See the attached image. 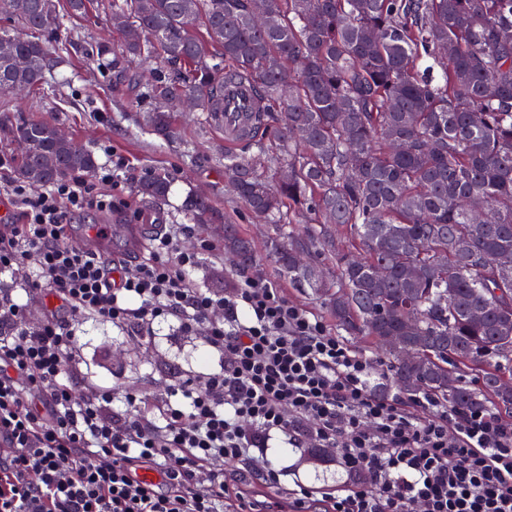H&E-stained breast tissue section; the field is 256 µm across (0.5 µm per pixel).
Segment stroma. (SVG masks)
<instances>
[{
	"instance_id": "obj_1",
	"label": "stroma",
	"mask_w": 512,
	"mask_h": 512,
	"mask_svg": "<svg viewBox=\"0 0 512 512\" xmlns=\"http://www.w3.org/2000/svg\"><path fill=\"white\" fill-rule=\"evenodd\" d=\"M109 2L89 0L84 14L51 33V40L70 44L71 51L60 67L47 75L40 90L0 102V111L8 110L10 117L57 121L69 137L92 150L99 169L87 174V182H98L101 169L110 167L115 158L128 162L122 186L113 192L119 208L72 215L67 243L80 245L83 225L106 224L113 231L107 241L109 253H135L140 245L130 240L132 227L189 223L186 203L190 196L202 195L252 240L259 254L257 270L277 281L291 300L327 317L321 300L310 290L289 285L279 277L264 253L274 235L272 226L252 216L225 184L223 129L199 111L178 113L179 133L171 139L160 138L141 125L140 117L150 106L142 91L154 73L164 71L162 60H136L123 65L118 74L89 69L87 53L92 47L118 41L107 21ZM152 172L167 173L172 180L165 200H149L135 191L140 179ZM74 331L81 345V369L118 394L142 391L159 395L170 381L217 365L199 338L183 333L170 317L156 321L149 337L91 317L76 320ZM266 456L283 469L284 476L278 488L251 481L248 502L259 512H276L291 505L290 490L299 482L320 492L340 491L351 483L334 457L319 458L308 449L289 447L281 434L272 436Z\"/></svg>"
}]
</instances>
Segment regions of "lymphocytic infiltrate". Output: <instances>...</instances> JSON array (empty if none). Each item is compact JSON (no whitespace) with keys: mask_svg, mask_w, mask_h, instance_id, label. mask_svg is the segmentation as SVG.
<instances>
[{"mask_svg":"<svg viewBox=\"0 0 512 512\" xmlns=\"http://www.w3.org/2000/svg\"><path fill=\"white\" fill-rule=\"evenodd\" d=\"M11 192L21 207L0 234V275L26 268L58 307L30 325L0 289V512H224L225 466L248 462L280 484L254 455L275 432L330 449L354 477L327 512H512V425L491 409L376 394L377 360L266 276L236 272L222 292L197 284L218 250H186L190 225H166L140 261L114 263L65 242L68 216L112 207L111 195L71 176ZM85 316L140 333L173 317L219 365L159 399L125 393L113 411L111 391L79 368L72 323Z\"/></svg>","mask_w":512,"mask_h":512,"instance_id":"obj_1","label":"lymphocytic infiltrate"}]
</instances>
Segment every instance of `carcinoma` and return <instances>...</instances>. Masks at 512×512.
I'll list each match as a JSON object with an SVG mask.
<instances>
[{
	"instance_id": "obj_1",
	"label": "carcinoma",
	"mask_w": 512,
	"mask_h": 512,
	"mask_svg": "<svg viewBox=\"0 0 512 512\" xmlns=\"http://www.w3.org/2000/svg\"><path fill=\"white\" fill-rule=\"evenodd\" d=\"M45 0H0L25 32L0 31V94L33 90L62 61L41 33L85 11ZM112 0L117 47L90 59L160 56L169 71L145 87L147 126L176 134L171 102L192 98L214 122L224 86L251 90L254 121L237 137L247 156L224 154V180L253 215L274 226L280 274L313 290L347 336L386 354L400 392L461 408H512V0ZM199 21L208 40L193 35ZM291 79L286 81L283 74ZM284 114L272 126L268 116ZM16 178L43 187L96 166L50 120L4 116ZM403 149L393 148V142ZM167 174L137 191L163 200ZM196 224L224 225V250L256 261L248 239L203 197ZM490 212L492 224L474 215ZM302 215L320 246L303 261L288 231ZM336 263V281L317 273ZM414 351L418 361L405 353ZM482 373V390L457 372Z\"/></svg>"
}]
</instances>
